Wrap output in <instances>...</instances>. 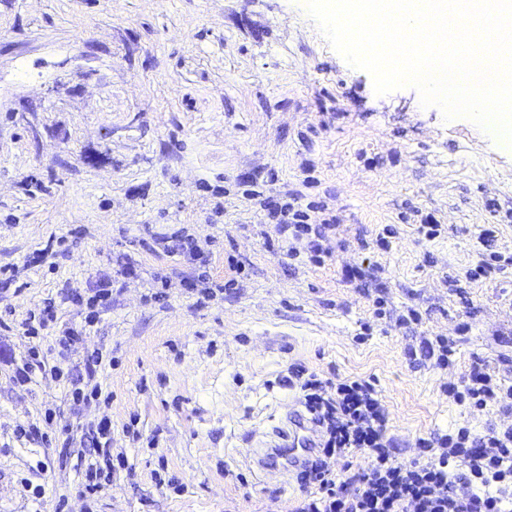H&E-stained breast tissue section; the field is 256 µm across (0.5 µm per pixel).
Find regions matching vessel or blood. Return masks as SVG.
Instances as JSON below:
<instances>
[{
    "mask_svg": "<svg viewBox=\"0 0 512 512\" xmlns=\"http://www.w3.org/2000/svg\"><path fill=\"white\" fill-rule=\"evenodd\" d=\"M316 430L311 419L297 410L290 411L283 425L265 435L251 456L263 471L286 468L305 458L314 448Z\"/></svg>",
    "mask_w": 512,
    "mask_h": 512,
    "instance_id": "1",
    "label": "vessel or blood"
}]
</instances>
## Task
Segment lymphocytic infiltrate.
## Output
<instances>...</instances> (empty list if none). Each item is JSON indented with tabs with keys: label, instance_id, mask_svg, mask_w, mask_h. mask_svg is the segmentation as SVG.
Masks as SVG:
<instances>
[{
	"label": "lymphocytic infiltrate",
	"instance_id": "f902f5d3",
	"mask_svg": "<svg viewBox=\"0 0 512 512\" xmlns=\"http://www.w3.org/2000/svg\"><path fill=\"white\" fill-rule=\"evenodd\" d=\"M276 217V250L289 258L307 254L324 264L328 224H315L296 199H267ZM85 376L71 379L70 396L82 405L103 393L102 351L84 360ZM304 407L320 436L318 448L301 467L297 479L307 496L293 512H512V425L474 433L461 426L419 442L418 457L399 460L387 437L389 413L373 382L365 379H321L305 366L292 365ZM512 395L492 374L488 363L475 359L461 384L444 392L449 399L484 408L501 392ZM91 454L80 463L85 471L82 496L103 491V474L114 469L101 447L112 435V421L102 417L87 430ZM364 461L353 465V453Z\"/></svg>",
	"mask_w": 512,
	"mask_h": 512
}]
</instances>
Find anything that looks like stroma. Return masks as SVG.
<instances>
[{
  "label": "stroma",
  "instance_id": "stroma-1",
  "mask_svg": "<svg viewBox=\"0 0 512 512\" xmlns=\"http://www.w3.org/2000/svg\"><path fill=\"white\" fill-rule=\"evenodd\" d=\"M246 173L259 196H244ZM286 191L336 220L325 265L268 251L264 199ZM422 213L440 237L419 233ZM386 224L398 236L369 283L387 288L378 318L340 271ZM485 224L512 253V153L415 88L376 95L305 7L0 0V512H290L296 470L261 474L249 450L299 406L294 363L373 380L401 460L434 433L512 424L511 396L481 409L443 392L476 357L512 385V266L466 278ZM177 231L207 268L146 250ZM202 271L238 286L199 302L187 285ZM104 280L112 296L85 327L67 295ZM407 306L422 315L410 332L395 324ZM47 307L86 335L46 365L76 372L87 353L111 352L109 403L74 405L48 375L13 379L11 360L33 344L21 323ZM417 336L455 339V362L411 366ZM48 408L74 427L111 418L110 451L127 458L111 492L80 497L56 442L18 436Z\"/></svg>",
  "mask_w": 512,
  "mask_h": 512
}]
</instances>
